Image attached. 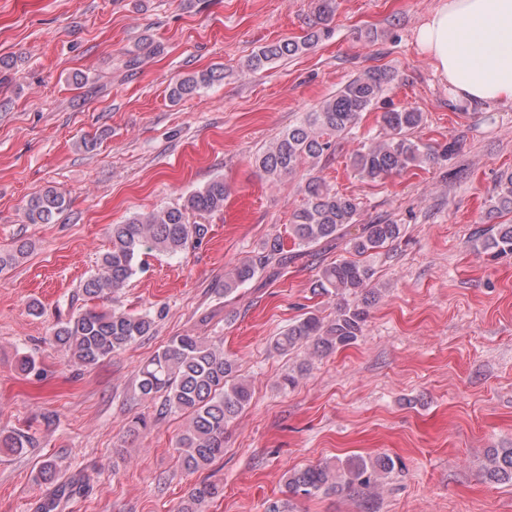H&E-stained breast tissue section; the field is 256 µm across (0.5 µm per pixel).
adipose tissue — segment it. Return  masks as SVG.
Masks as SVG:
<instances>
[{"instance_id": "1", "label": "adipose tissue", "mask_w": 512, "mask_h": 512, "mask_svg": "<svg viewBox=\"0 0 512 512\" xmlns=\"http://www.w3.org/2000/svg\"><path fill=\"white\" fill-rule=\"evenodd\" d=\"M415 38L457 96L512 101V0H439Z\"/></svg>"}]
</instances>
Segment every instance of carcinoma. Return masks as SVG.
<instances>
[{"label": "carcinoma", "mask_w": 512, "mask_h": 512, "mask_svg": "<svg viewBox=\"0 0 512 512\" xmlns=\"http://www.w3.org/2000/svg\"><path fill=\"white\" fill-rule=\"evenodd\" d=\"M315 10L317 30L301 40L285 39L261 47L249 59V69L257 70L269 61L294 57L317 44L320 37L329 35L335 0H317ZM218 79L212 71L181 79L171 87L170 98L180 100ZM392 79L387 69L374 67L348 81L334 96L305 113L298 124L288 128L257 157L259 171L269 180L279 182L295 175L302 164L331 154L339 141L351 133L362 113L370 111ZM422 123V113L413 109L382 113V139L363 145L351 156L355 175L377 183L411 167L449 159L456 151V141L448 142L438 153L424 150L423 145L408 137ZM302 191L303 203L293 212L288 225L290 242L277 234L267 238L256 255L244 258L224 278V295L235 292L266 266L287 265L296 257V253L288 250L290 245L310 248L330 239L343 240L347 256L324 265L313 284L315 294L338 298L336 314L327 320L308 313L269 342L270 350L278 354L304 345L330 354L355 344L363 336L368 308L375 295L371 288L375 276L372 260L402 236L404 227L381 221L355 223L360 210L358 198L329 187L319 178H309ZM226 193L224 180L214 179L192 192L180 208L159 209L134 216L124 224L110 225L112 247L101 256L97 271L83 284V293L98 297L122 287L135 274L137 258L145 249L168 254L184 250L189 239L205 233L204 225L187 223L186 213L218 211L224 207ZM66 207L65 195L49 188L29 200L28 217L34 224H49ZM485 208L492 224L478 234L475 242L495 255L512 254V224L495 222L504 214H512V170L500 172L485 200ZM25 253L23 245L14 251L0 250V273L13 268ZM154 324L148 312L86 310L56 328L52 339L72 359L91 365L151 335ZM137 390L143 399L162 393V411L191 416L189 427L177 439V448L182 464L192 472L204 471L224 456V430L252 400L250 385L239 377L237 359L191 334L172 337L141 366ZM32 444V437L22 433L0 436V447L13 453L20 454ZM395 468V461L385 455L373 459L354 456L334 464L295 468L288 472L286 484L289 493L304 498L338 488L368 490L381 486ZM484 474L491 483L512 484V448L489 449ZM79 492L81 487L77 485L61 486L60 497L44 501L40 512H56L60 498ZM218 493L219 485L203 478L190 492L181 512H203L208 500Z\"/></svg>", "instance_id": "carcinoma-1"}]
</instances>
